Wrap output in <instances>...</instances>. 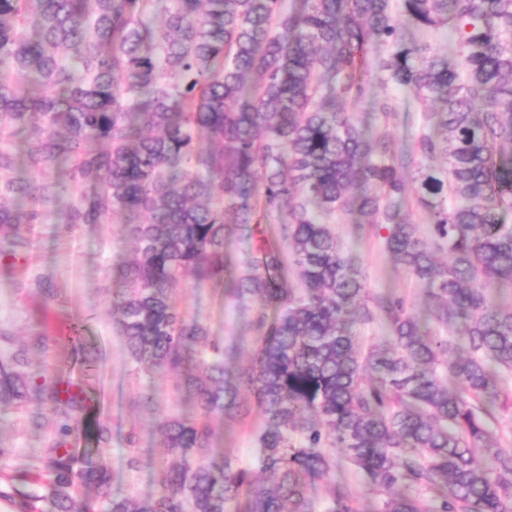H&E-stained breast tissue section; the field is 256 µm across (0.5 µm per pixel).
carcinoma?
<instances>
[{
    "label": "carcinoma",
    "instance_id": "1",
    "mask_svg": "<svg viewBox=\"0 0 512 512\" xmlns=\"http://www.w3.org/2000/svg\"><path fill=\"white\" fill-rule=\"evenodd\" d=\"M0 0V243L26 247L70 194V224L119 212L136 258L112 266V312L138 368L181 375L201 410L160 423L172 461L156 494L119 496L94 460L111 440L88 395L60 399L58 438L21 490L0 448V499L54 512H360L336 452L379 493L372 512H512V0ZM448 35L437 53L422 30ZM399 91L430 99L413 145L391 150ZM368 101L382 129L348 108ZM63 179L21 181L19 164ZM428 231L403 212L408 194ZM33 202L29 209L26 201ZM232 213L234 221L224 222ZM357 213L427 292L421 317L373 295L333 231ZM282 215L283 240L233 276L224 239ZM448 261L438 262L440 255ZM187 271L257 305L249 364L172 297ZM385 317V342L354 327ZM449 335L434 336L430 322ZM26 351L0 362V400L23 399ZM260 409L258 454L220 455L211 419ZM82 430L83 465L67 448ZM125 465H143L135 434ZM329 485L318 503L309 481ZM404 487L407 492L394 495Z\"/></svg>",
    "mask_w": 512,
    "mask_h": 512
}]
</instances>
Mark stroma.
I'll use <instances>...</instances> for the list:
<instances>
[{"instance_id": "35a3bbf8", "label": "stroma", "mask_w": 512, "mask_h": 512, "mask_svg": "<svg viewBox=\"0 0 512 512\" xmlns=\"http://www.w3.org/2000/svg\"><path fill=\"white\" fill-rule=\"evenodd\" d=\"M125 216L109 224H71L64 209L46 213L40 223L22 224L18 232L27 246L0 251V361L19 349L28 351V369L37 383L65 376L96 403L97 417L112 434L101 463L122 494L146 497L156 487L152 472L169 456L158 430L162 417L192 415L196 408L179 388L174 374H148L131 361L124 339L112 321L111 266L131 258ZM280 221L264 220L252 237L235 236L224 243V256L242 272L261 243L280 241ZM334 229L344 249L353 252L372 292L403 295L414 312L425 313L423 288L395 268L375 230L356 227L350 216L336 215ZM182 309L206 325L211 336L235 344L236 363H247L256 335L250 328L255 305L243 302L208 283L184 276L174 288ZM80 331L94 346L99 361L93 370L80 364L71 339ZM262 424L257 408L238 420H213L217 444L224 454L242 461L257 451L255 430ZM135 434L144 464L131 471L124 465L126 437ZM54 406L31 392L23 400L0 403V448L11 451L10 468L38 455L56 437Z\"/></svg>"}]
</instances>
